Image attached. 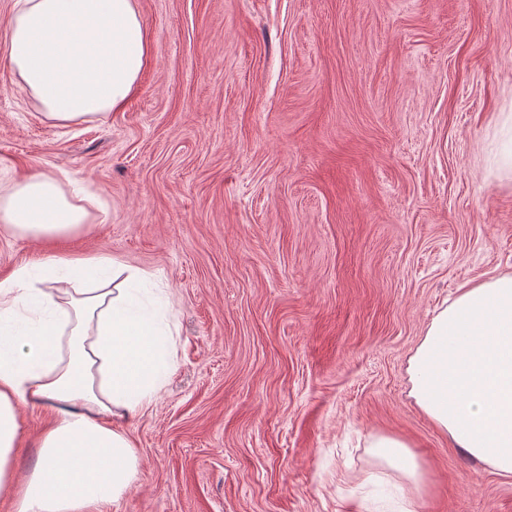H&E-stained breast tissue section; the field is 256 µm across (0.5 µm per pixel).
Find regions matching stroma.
Wrapping results in <instances>:
<instances>
[{
	"mask_svg": "<svg viewBox=\"0 0 512 512\" xmlns=\"http://www.w3.org/2000/svg\"><path fill=\"white\" fill-rule=\"evenodd\" d=\"M147 63L102 119H47L4 53L0 184L67 171L107 212L0 235V280L50 256L153 275L174 364L125 423L107 512H512V477L410 397L462 285L512 272V0H136ZM19 471L51 415L23 409ZM405 441L419 490L370 443ZM500 120L501 137L496 152L497 170L512 172V113L503 112Z\"/></svg>",
	"mask_w": 512,
	"mask_h": 512,
	"instance_id": "1",
	"label": "stroma"
}]
</instances>
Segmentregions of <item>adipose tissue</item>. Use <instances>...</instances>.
<instances>
[{
	"instance_id": "1",
	"label": "adipose tissue",
	"mask_w": 512,
	"mask_h": 512,
	"mask_svg": "<svg viewBox=\"0 0 512 512\" xmlns=\"http://www.w3.org/2000/svg\"><path fill=\"white\" fill-rule=\"evenodd\" d=\"M13 72L45 117L93 121L124 106L148 58L135 0H15L0 19ZM68 173L0 189V230L37 244L81 233L86 207L62 191ZM148 274L109 259L35 260L0 281V494L17 512H106L139 460L120 423L163 387L173 329ZM410 395L457 448L512 476V273L459 288L409 361ZM52 415L29 474L16 470L22 409ZM381 456L422 481L391 436Z\"/></svg>"
}]
</instances>
